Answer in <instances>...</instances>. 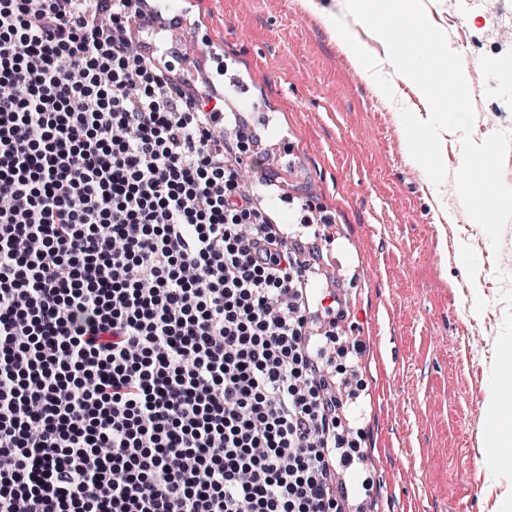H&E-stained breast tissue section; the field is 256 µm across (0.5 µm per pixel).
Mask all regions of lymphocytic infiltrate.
I'll use <instances>...</instances> for the list:
<instances>
[{
	"label": "lymphocytic infiltrate",
	"mask_w": 512,
	"mask_h": 512,
	"mask_svg": "<svg viewBox=\"0 0 512 512\" xmlns=\"http://www.w3.org/2000/svg\"><path fill=\"white\" fill-rule=\"evenodd\" d=\"M129 20L0 0V512H339L305 264Z\"/></svg>",
	"instance_id": "lymphocytic-infiltrate-1"
}]
</instances>
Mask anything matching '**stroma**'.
<instances>
[{
    "label": "stroma",
    "instance_id": "obj_1",
    "mask_svg": "<svg viewBox=\"0 0 512 512\" xmlns=\"http://www.w3.org/2000/svg\"><path fill=\"white\" fill-rule=\"evenodd\" d=\"M170 19L198 25L288 138L291 162L270 174L295 201L327 214L342 264L345 304L336 332V380L345 383L339 429L361 461L337 488L342 512H494L512 484V460L487 455L493 361L512 351V222L499 250H471L456 194L461 135L434 185L412 161L401 109L424 102L406 83L387 99L340 47L324 19L341 0H163ZM474 40L468 68L485 75L484 105L512 124V47L495 52L490 12L461 14ZM472 257L462 265L461 255ZM480 276L483 309L460 281ZM496 317L485 348L471 339Z\"/></svg>",
    "mask_w": 512,
    "mask_h": 512
}]
</instances>
